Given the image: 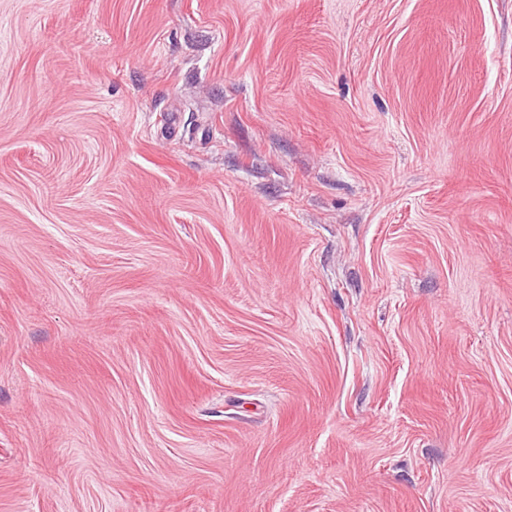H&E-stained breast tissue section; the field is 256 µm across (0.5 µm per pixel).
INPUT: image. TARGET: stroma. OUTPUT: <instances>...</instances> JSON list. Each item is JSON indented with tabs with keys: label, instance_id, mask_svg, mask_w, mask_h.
<instances>
[{
	"label": "stroma",
	"instance_id": "35a3bbf8",
	"mask_svg": "<svg viewBox=\"0 0 512 512\" xmlns=\"http://www.w3.org/2000/svg\"><path fill=\"white\" fill-rule=\"evenodd\" d=\"M0 512H512V0H0Z\"/></svg>",
	"mask_w": 512,
	"mask_h": 512
}]
</instances>
